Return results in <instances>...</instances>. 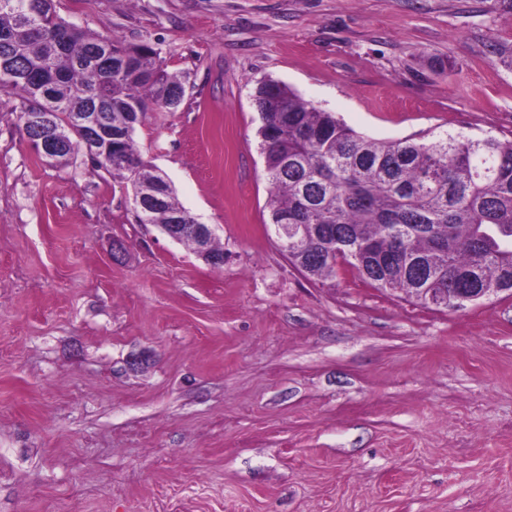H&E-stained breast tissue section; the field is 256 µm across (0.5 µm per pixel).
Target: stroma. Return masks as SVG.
Segmentation results:
<instances>
[{"label":"stroma","instance_id":"1","mask_svg":"<svg viewBox=\"0 0 512 512\" xmlns=\"http://www.w3.org/2000/svg\"><path fill=\"white\" fill-rule=\"evenodd\" d=\"M185 83L134 140L222 269L130 183L46 164L0 92V512H512V297L302 275L266 233L253 95L356 131L512 140L503 0H54ZM140 368L129 369L130 358Z\"/></svg>","mask_w":512,"mask_h":512}]
</instances>
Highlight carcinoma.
I'll list each match as a JSON object with an SVG mask.
<instances>
[{"instance_id": "carcinoma-1", "label": "carcinoma", "mask_w": 512, "mask_h": 512, "mask_svg": "<svg viewBox=\"0 0 512 512\" xmlns=\"http://www.w3.org/2000/svg\"><path fill=\"white\" fill-rule=\"evenodd\" d=\"M148 43L123 45L60 18L53 0L0 5V91L25 102L21 119L51 112L73 125L86 112L112 132V157L94 165L131 182L133 200L155 187L158 208L134 205L142 224L197 220L170 183L143 161L134 133L147 112L173 110L184 82L158 63ZM254 101L260 152L270 185L269 225L301 224L290 262L311 278L339 266L374 288L401 291L426 305L420 289L447 293V308L474 299L456 288L512 292V141L436 133L377 140L287 85L264 81Z\"/></svg>"}]
</instances>
